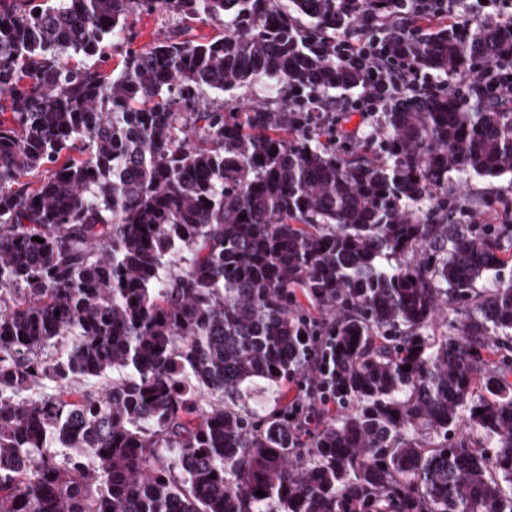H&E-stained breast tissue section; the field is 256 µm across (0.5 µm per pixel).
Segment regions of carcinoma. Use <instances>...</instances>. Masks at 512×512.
Masks as SVG:
<instances>
[{"mask_svg":"<svg viewBox=\"0 0 512 512\" xmlns=\"http://www.w3.org/2000/svg\"><path fill=\"white\" fill-rule=\"evenodd\" d=\"M364 16L413 70L512 69V18L409 0H0V512H512L509 208L448 197L512 173V91L390 90L337 139L336 91L391 79L336 57ZM297 382L336 412L288 420ZM512 1V0H511ZM510 0H472L467 2H460V9H458V20L457 13L454 6V0H413L414 9L418 17L423 21H432L443 18L448 21V26H452L457 21H466L471 25L472 28H476V23L473 17L470 16L465 10V5L471 2L470 12L473 16H491L497 15L502 16L506 12L512 15V2ZM439 5H443V9H439ZM130 33L136 46L152 42L164 32L175 27V16L165 14L135 15L130 18Z\"/></svg>","mask_w":512,"mask_h":512,"instance_id":"carcinoma-1","label":"carcinoma"}]
</instances>
